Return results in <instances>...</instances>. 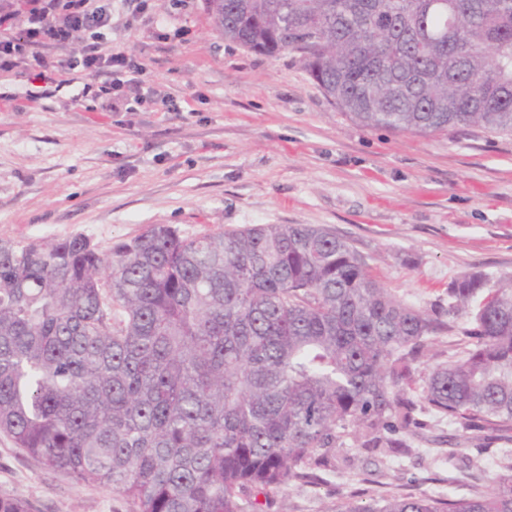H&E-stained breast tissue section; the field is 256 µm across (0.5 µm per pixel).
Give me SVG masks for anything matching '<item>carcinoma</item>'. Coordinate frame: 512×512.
I'll use <instances>...</instances> for the list:
<instances>
[{
  "mask_svg": "<svg viewBox=\"0 0 512 512\" xmlns=\"http://www.w3.org/2000/svg\"><path fill=\"white\" fill-rule=\"evenodd\" d=\"M224 39L299 55L340 111L419 135L512 134V0H205ZM467 316L423 388L467 439L512 431V275L448 284ZM436 315L398 300L312 224L183 237L155 224L108 252L78 234L0 239V434L133 512H260L351 426L396 419ZM333 512H512V449L467 499L381 490Z\"/></svg>",
  "mask_w": 512,
  "mask_h": 512,
  "instance_id": "cac0c4a2",
  "label": "carcinoma"
}]
</instances>
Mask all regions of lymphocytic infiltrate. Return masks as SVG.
<instances>
[{"label":"lymphocytic infiltrate","mask_w":512,"mask_h":512,"mask_svg":"<svg viewBox=\"0 0 512 512\" xmlns=\"http://www.w3.org/2000/svg\"><path fill=\"white\" fill-rule=\"evenodd\" d=\"M111 27L112 0H0V28L20 31L19 38L0 40V70H13L29 57L46 69L50 63L42 57L43 49L78 45V52L62 60L61 68L79 67L90 75L110 70L114 85L101 87L100 92L123 90V100L112 104L113 111H122L124 99L138 102L152 90L140 80V67L131 56L108 45L106 32Z\"/></svg>","instance_id":"lymphocytic-infiltrate-1"}]
</instances>
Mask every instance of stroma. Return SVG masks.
Here are the masks:
<instances>
[{
    "label": "stroma",
    "instance_id": "stroma-1",
    "mask_svg": "<svg viewBox=\"0 0 512 512\" xmlns=\"http://www.w3.org/2000/svg\"><path fill=\"white\" fill-rule=\"evenodd\" d=\"M108 43L177 111L96 94L111 81L70 70L40 80L34 61L0 72V239L84 234L101 250L154 224L219 235L257 224H319L348 241L398 299L448 312V284L470 270L512 274V134L476 126L420 136L366 126L330 104L298 54L268 57L224 40L204 0L115 5ZM416 422L397 452L361 447L349 428L324 481L293 482L264 512H332L377 483L451 499L495 477L498 437L450 446L454 425L406 393ZM0 496L33 512H131L111 490L43 468L0 435Z\"/></svg>",
    "mask_w": 512,
    "mask_h": 512
}]
</instances>
